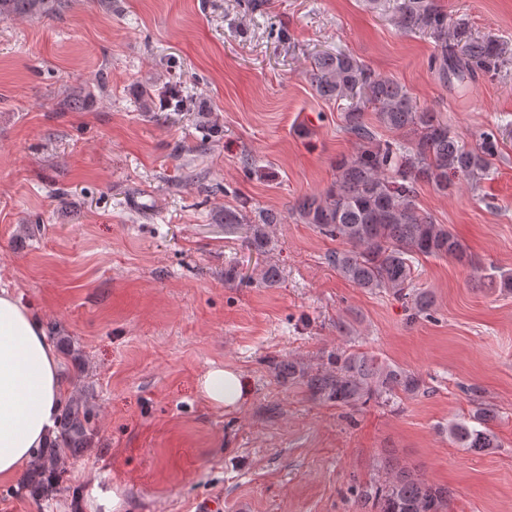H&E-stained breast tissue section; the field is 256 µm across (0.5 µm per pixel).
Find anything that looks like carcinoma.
Returning a JSON list of instances; mask_svg holds the SVG:
<instances>
[{
	"label": "carcinoma",
	"mask_w": 512,
	"mask_h": 512,
	"mask_svg": "<svg viewBox=\"0 0 512 512\" xmlns=\"http://www.w3.org/2000/svg\"><path fill=\"white\" fill-rule=\"evenodd\" d=\"M64 7L63 0H0V20L16 16H49ZM398 27L406 33H426L435 40L430 70L446 82L478 75L493 78L501 70L508 49L490 37H476L459 23L448 28V13L438 0H393ZM316 93L328 101H348L344 131L358 144L356 153L336 160V179L322 193L305 196L291 208L296 221L311 224L326 237L347 245L329 255L336 270L357 287L385 292L405 304L415 323L431 315V295L414 285L413 260L419 256L448 258L477 267L475 258L456 235L420 209L415 197L419 184L429 183L446 192L451 178L477 186L489 175L499 153L500 140L511 130L486 129L473 146L448 127L441 113L416 105L397 81L381 76L351 52L314 54L308 73ZM154 86H141L139 111H153ZM169 112L188 110V99L171 91L163 101ZM374 112L379 126L398 131L403 140L378 136L365 112ZM281 223L275 211L249 216L241 209H224V224L250 225L249 244L262 251L269 242L268 228ZM279 373L299 379L311 396L351 411L369 402L388 403L426 392L418 374L376 355L338 347L316 368L296 360L283 361ZM469 414L448 424V440L471 453L500 447L488 428L495 411L470 399ZM94 412L80 397L62 406L57 436L49 448L35 451L23 487L37 500L45 490L63 482V461L83 454L91 442ZM385 476L350 488L356 512H449L452 493L389 459Z\"/></svg>",
	"instance_id": "1"
}]
</instances>
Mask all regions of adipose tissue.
<instances>
[{
    "label": "adipose tissue",
    "instance_id": "1",
    "mask_svg": "<svg viewBox=\"0 0 512 512\" xmlns=\"http://www.w3.org/2000/svg\"><path fill=\"white\" fill-rule=\"evenodd\" d=\"M211 403L232 408L247 400V381L215 368L200 380ZM60 359L40 316L12 291L0 288V477L14 476L34 449L56 438L61 409Z\"/></svg>",
    "mask_w": 512,
    "mask_h": 512
}]
</instances>
